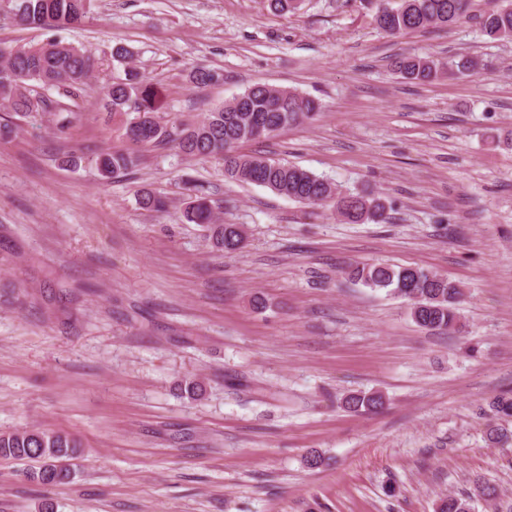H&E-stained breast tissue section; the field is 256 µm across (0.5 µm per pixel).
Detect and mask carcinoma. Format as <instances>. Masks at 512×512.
I'll use <instances>...</instances> for the list:
<instances>
[{"mask_svg":"<svg viewBox=\"0 0 512 512\" xmlns=\"http://www.w3.org/2000/svg\"><path fill=\"white\" fill-rule=\"evenodd\" d=\"M472 0H400L396 7L380 5L375 15L377 27L390 36L431 27H451L471 18ZM0 12L21 25L48 29L80 23L85 17L84 0H0ZM482 34L492 40H512V2L491 13L477 16ZM115 73L101 89L100 105L112 118L129 147L98 155L100 178L109 182L127 175L139 164L142 146L171 145L189 157L213 158L224 165V177L261 186L271 192L306 205H330L348 223H381L391 206L374 193H351L295 164L282 162L260 152H248L251 143L268 141L291 125L314 120L318 102L295 90L265 83L248 87L243 93L207 113L198 121L161 120L163 94L131 63L130 52L112 50ZM98 68L95 53L50 37L43 42L0 46V107L21 120L49 116L60 134L67 133L82 117L79 102ZM479 68L475 58H463L441 65L428 57L404 55L395 70L411 83H425L443 75H463ZM224 80V74L196 68L187 75L189 84L206 86ZM141 208L164 212L167 201L148 189L137 193ZM222 201L212 197L202 183L188 184V201L182 221L199 224L208 231L213 251L232 252L242 243L239 225L220 219ZM346 274L353 282L372 291L385 290L408 305L412 321L427 331L450 332L462 328L459 304L461 286L431 270L386 262L356 263ZM343 405L355 412L373 413L384 405L379 392L353 393ZM491 409L502 420L512 418V396L494 399ZM493 445H505L512 433L496 424L487 428ZM81 443L68 434L45 428L0 431V458L33 459L41 462L26 472L32 482L44 486L64 484L70 477L59 462L74 455ZM478 496L494 510L512 512V504L501 503L497 489L478 483L475 493L450 495L440 499L436 512H471Z\"/></svg>","mask_w":512,"mask_h":512,"instance_id":"cac0c4a2","label":"carcinoma"}]
</instances>
